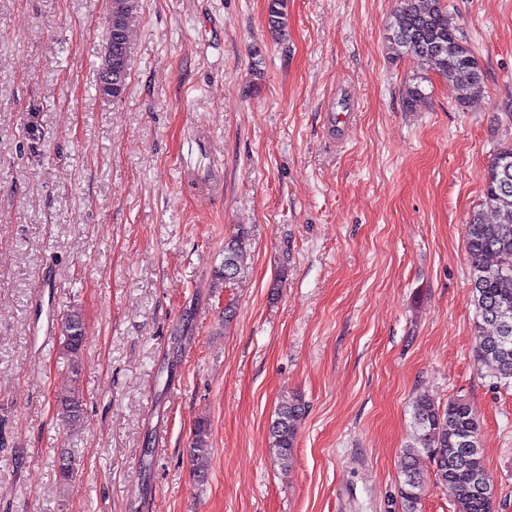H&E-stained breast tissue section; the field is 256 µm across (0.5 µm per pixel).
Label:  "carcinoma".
<instances>
[{"instance_id": "carcinoma-1", "label": "carcinoma", "mask_w": 512, "mask_h": 512, "mask_svg": "<svg viewBox=\"0 0 512 512\" xmlns=\"http://www.w3.org/2000/svg\"><path fill=\"white\" fill-rule=\"evenodd\" d=\"M287 0H269V27L280 34L287 25ZM140 0H109L106 14L112 15V43L104 46L100 70L112 69V91L103 98L116 100L125 92L129 76L134 18ZM388 42L398 57L409 56L448 79L464 106L483 93V72L466 38L448 16L441 0H403V5L388 25ZM422 76L409 84L404 105L414 110L428 98ZM512 160V145L499 148L484 177L483 208L494 214L488 222L478 211L465 227L467 250L473 273L475 307L473 358L477 366L489 368L503 381L512 379V169L502 171L505 160ZM238 237L224 243V264L215 277L232 288L241 273ZM83 317L73 310L62 326L63 348L71 355L70 385L56 397L57 414L76 428L83 414L84 398L80 389L83 347ZM306 413L302 398L293 395L282 401L269 429L270 448L282 466L294 461L298 427ZM209 423L195 424L190 460L210 454ZM433 466L437 483L451 488L456 512H491L495 492H476L473 474L486 471L481 448V426L476 413L462 400L441 405L427 395L411 405V437L400 460L403 479L398 494L403 512H419L424 487L420 461ZM76 469L72 449L61 451L54 460V471L61 488L71 484Z\"/></svg>"}]
</instances>
